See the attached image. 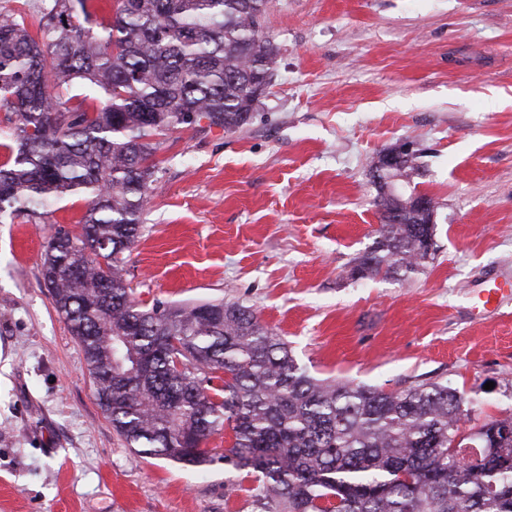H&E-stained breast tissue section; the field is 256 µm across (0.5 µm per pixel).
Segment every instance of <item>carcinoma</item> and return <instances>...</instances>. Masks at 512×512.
<instances>
[{
	"instance_id": "obj_1",
	"label": "carcinoma",
	"mask_w": 512,
	"mask_h": 512,
	"mask_svg": "<svg viewBox=\"0 0 512 512\" xmlns=\"http://www.w3.org/2000/svg\"><path fill=\"white\" fill-rule=\"evenodd\" d=\"M268 0H41L36 32L0 11V220L82 196L80 232L48 240L41 276L87 363L113 429L143 458L213 461L253 475L258 512H512V418L460 433L468 401L426 382L386 392L320 380L236 302L147 309L121 275L157 168L151 137L206 122L246 125L272 81ZM81 85L86 93L76 94ZM411 152L388 172L407 185ZM383 224L354 279L413 273L433 258V213L377 188Z\"/></svg>"
}]
</instances>
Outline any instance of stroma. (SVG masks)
I'll return each instance as SVG.
<instances>
[{
  "label": "stroma",
  "instance_id": "stroma-1",
  "mask_svg": "<svg viewBox=\"0 0 512 512\" xmlns=\"http://www.w3.org/2000/svg\"><path fill=\"white\" fill-rule=\"evenodd\" d=\"M278 48L252 121L157 136L159 169L123 266L163 308L253 307L312 375L401 391L440 382L473 424L512 416V0H269ZM412 143L437 204L434 260L352 279L380 227L370 165ZM84 198L0 224V512H255L252 478L134 454L104 418L41 277ZM508 296H512V281L488 278L473 289L471 310L478 311L479 315L492 313L499 302Z\"/></svg>",
  "mask_w": 512,
  "mask_h": 512
}]
</instances>
